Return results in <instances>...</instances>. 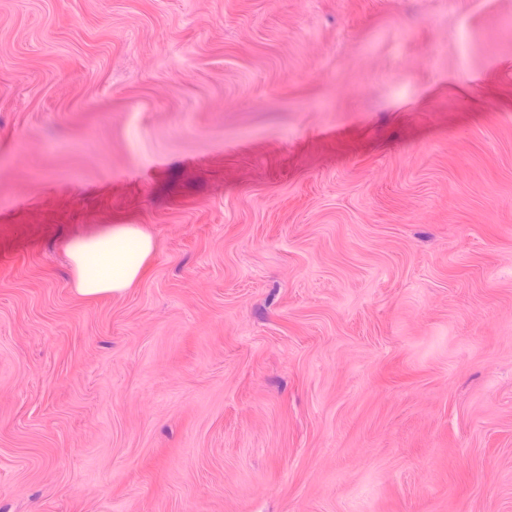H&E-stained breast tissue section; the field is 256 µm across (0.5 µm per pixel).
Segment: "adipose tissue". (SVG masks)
<instances>
[{
  "label": "adipose tissue",
  "instance_id": "1",
  "mask_svg": "<svg viewBox=\"0 0 512 512\" xmlns=\"http://www.w3.org/2000/svg\"><path fill=\"white\" fill-rule=\"evenodd\" d=\"M65 249L73 263L76 293L98 297L123 293L138 280L154 243L136 225L114 224L70 240Z\"/></svg>",
  "mask_w": 512,
  "mask_h": 512
}]
</instances>
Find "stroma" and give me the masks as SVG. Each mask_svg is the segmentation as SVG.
Returning <instances> with one entry per match:
<instances>
[{"label":"stroma","instance_id":"1","mask_svg":"<svg viewBox=\"0 0 512 512\" xmlns=\"http://www.w3.org/2000/svg\"><path fill=\"white\" fill-rule=\"evenodd\" d=\"M0 512H512V0H0ZM65 249L73 263L76 293L98 297L121 294L138 280L154 243L134 224H114L70 240Z\"/></svg>","mask_w":512,"mask_h":512}]
</instances>
